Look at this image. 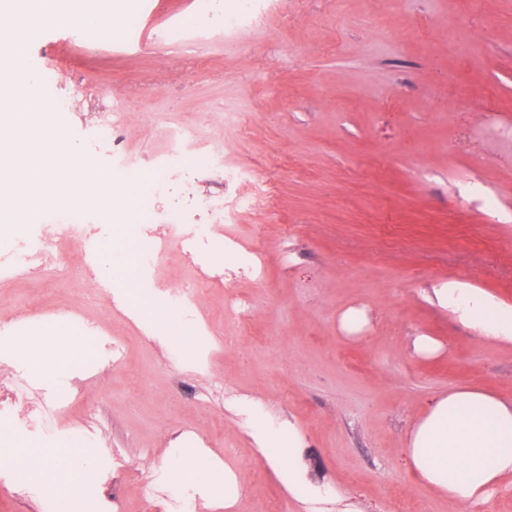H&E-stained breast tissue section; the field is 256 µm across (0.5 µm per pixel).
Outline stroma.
<instances>
[{
  "mask_svg": "<svg viewBox=\"0 0 512 512\" xmlns=\"http://www.w3.org/2000/svg\"><path fill=\"white\" fill-rule=\"evenodd\" d=\"M239 0H156L152 28L174 24L189 44L145 37L88 40L52 20L23 54L52 69L49 98L67 141L95 164L94 118L124 113L120 148L151 160L129 181L141 223L190 218L208 229L203 262L223 272L194 304L197 354L156 337L130 304L82 300L105 271L64 255L58 276L0 275V312L25 306L40 329L64 314L94 317L127 357L84 358L67 386L29 376L28 403L63 396L43 445L81 431L101 470L124 460L104 494L124 512H157L176 485L166 453L205 448L233 470L241 512H393L397 489L430 512H458L410 467L404 438L431 399L473 385L512 399V346L478 338L429 299L458 280L512 305V0H277L259 23L223 35L214 18ZM463 25L449 29V12ZM419 27L413 39L404 31ZM187 126L194 147L177 169L154 167L167 131ZM270 190L269 207L249 201ZM251 309L241 332L228 298ZM366 311L361 336L339 327ZM443 346L422 358L412 340ZM225 387L230 399L211 394ZM293 424L321 489L288 492L252 436L243 400Z\"/></svg>",
  "mask_w": 512,
  "mask_h": 512,
  "instance_id": "35a3bbf8",
  "label": "stroma"
}]
</instances>
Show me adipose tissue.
I'll return each instance as SVG.
<instances>
[{
  "mask_svg": "<svg viewBox=\"0 0 512 512\" xmlns=\"http://www.w3.org/2000/svg\"><path fill=\"white\" fill-rule=\"evenodd\" d=\"M435 302L456 315L465 327L481 337L512 344V306L503 305L480 289L459 281L434 287ZM138 310L147 315L163 336L184 352H191L193 336L174 317L158 308L153 297H135ZM85 341L65 327L27 337L17 346L16 355L30 358L31 371L44 375L54 368L66 376L72 360L82 357ZM253 436L278 478L290 493L306 497L316 487L299 460L302 444L294 427L277 429L265 420H256ZM406 453L412 469L434 491L448 496L468 512L493 490L512 483V400L474 387H459L436 396L425 414L406 434ZM0 465L14 468L23 481L35 480L68 497L92 465L89 448L81 436H74L60 448H22L11 433H0ZM177 481H189L210 472L213 481L223 483L225 507L240 504L242 494L231 470L208 471L206 461L195 454L185 455L173 466Z\"/></svg>",
  "mask_w": 512,
  "mask_h": 512,
  "instance_id": "obj_1",
  "label": "adipose tissue"
}]
</instances>
